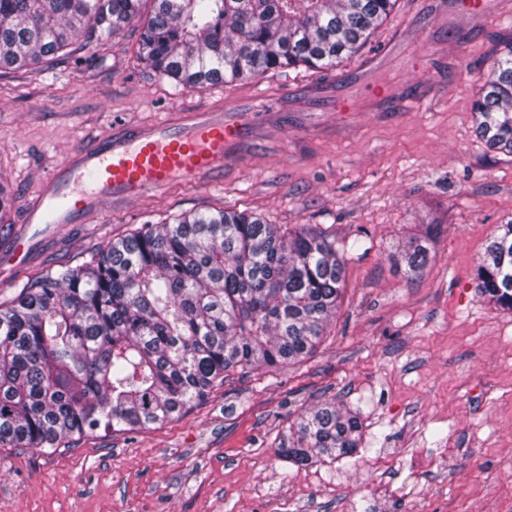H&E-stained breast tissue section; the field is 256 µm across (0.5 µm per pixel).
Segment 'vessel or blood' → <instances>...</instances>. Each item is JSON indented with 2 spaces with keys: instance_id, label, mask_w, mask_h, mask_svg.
I'll return each mask as SVG.
<instances>
[{
  "instance_id": "vessel-or-blood-1",
  "label": "vessel or blood",
  "mask_w": 512,
  "mask_h": 512,
  "mask_svg": "<svg viewBox=\"0 0 512 512\" xmlns=\"http://www.w3.org/2000/svg\"><path fill=\"white\" fill-rule=\"evenodd\" d=\"M182 117L183 128L165 119L131 137L107 136L54 166L27 205L16 238H25L34 224L75 223L105 200L122 206L180 176L213 177L240 140L242 121L208 108L183 110Z\"/></svg>"
}]
</instances>
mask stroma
Instances as JSON below:
<instances>
[{
    "instance_id": "35a3bbf8",
    "label": "stroma",
    "mask_w": 512,
    "mask_h": 512,
    "mask_svg": "<svg viewBox=\"0 0 512 512\" xmlns=\"http://www.w3.org/2000/svg\"><path fill=\"white\" fill-rule=\"evenodd\" d=\"M481 23L451 0H399L359 55L329 70L175 90L136 58L138 29L27 71L0 72V302L57 262L195 209H252L352 243L336 314L312 357L232 374L182 417L55 451L0 447V512H512V311L476 270L512 219V155L475 135L472 104L512 36V0ZM436 93L427 111L406 85ZM273 102L262 108V95ZM246 119L210 180L179 178L74 224L13 231L47 171L177 107ZM426 241L429 261L400 257ZM359 412L352 458L297 467L283 433L321 400Z\"/></svg>"
}]
</instances>
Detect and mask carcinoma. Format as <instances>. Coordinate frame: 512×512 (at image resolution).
<instances>
[{"label": "carcinoma", "mask_w": 512, "mask_h": 512, "mask_svg": "<svg viewBox=\"0 0 512 512\" xmlns=\"http://www.w3.org/2000/svg\"><path fill=\"white\" fill-rule=\"evenodd\" d=\"M150 11H145L146 3ZM397 0H0V70H27L140 24L142 63L175 87L332 69L359 54ZM476 135L512 154V39L477 93ZM402 260L428 263L421 244ZM345 250L305 224L244 210L143 224L78 266L54 265L0 305V447L59 448L180 418L232 372L311 355L344 283ZM476 290L512 310V220ZM360 415L321 402L288 427L284 459L352 458Z\"/></svg>", "instance_id": "cac0c4a2"}]
</instances>
